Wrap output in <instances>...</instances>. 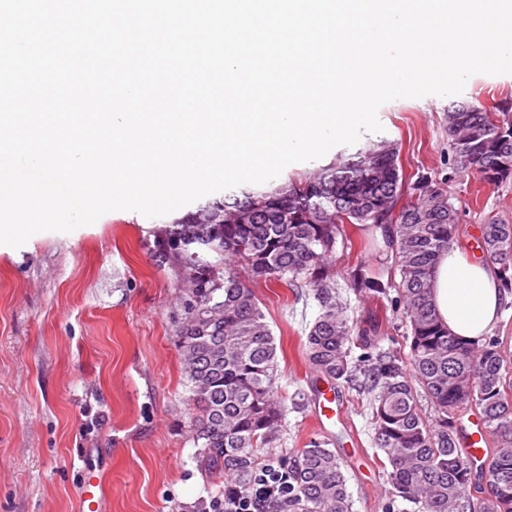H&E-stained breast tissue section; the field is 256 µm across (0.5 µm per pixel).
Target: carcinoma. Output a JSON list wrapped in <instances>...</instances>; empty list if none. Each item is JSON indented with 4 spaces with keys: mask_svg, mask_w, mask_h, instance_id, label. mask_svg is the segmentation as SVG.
<instances>
[{
    "mask_svg": "<svg viewBox=\"0 0 512 512\" xmlns=\"http://www.w3.org/2000/svg\"><path fill=\"white\" fill-rule=\"evenodd\" d=\"M396 148L373 143L313 173L272 189H244L199 207L159 229L153 246L180 284L175 321L190 401L197 468L209 481L196 512H224V500L255 496L262 472L288 476L286 491L256 503L257 512H352L347 464L312 438L281 449L289 411L276 386V343L251 278L308 288L320 313L304 342L311 371L333 385L351 384L368 399L373 442L384 457L383 512H464L476 488L460 448L456 416L478 414L494 442L479 477L490 491L478 512H512V354L498 337L470 342L452 335L430 298L441 252L456 242L458 209L448 179L421 175L403 182ZM448 165L490 186L512 182V101L489 111L461 102L448 109ZM383 229L400 281L360 269L349 288L387 298L397 291L408 352L381 346L359 326L337 291L331 259L345 225ZM485 260L512 295V224L481 227ZM434 417L423 416L419 393Z\"/></svg>",
    "mask_w": 512,
    "mask_h": 512,
    "instance_id": "obj_1",
    "label": "carcinoma"
}]
</instances>
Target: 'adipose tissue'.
<instances>
[{
    "label": "adipose tissue",
    "instance_id": "obj_1",
    "mask_svg": "<svg viewBox=\"0 0 512 512\" xmlns=\"http://www.w3.org/2000/svg\"><path fill=\"white\" fill-rule=\"evenodd\" d=\"M503 294L494 269L480 259H467L455 250L441 254L432 278V300L449 331L478 340L493 330Z\"/></svg>",
    "mask_w": 512,
    "mask_h": 512
}]
</instances>
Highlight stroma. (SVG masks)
<instances>
[{
	"label": "stroma",
	"instance_id": "1",
	"mask_svg": "<svg viewBox=\"0 0 512 512\" xmlns=\"http://www.w3.org/2000/svg\"><path fill=\"white\" fill-rule=\"evenodd\" d=\"M505 98L512 99V74L474 75L455 99H395L378 109L380 132L286 171H312L384 140L397 147L406 177H447L449 106L491 107ZM448 192L464 255L477 254L487 218L512 223V184L489 189L465 175L450 180ZM161 223L116 210L68 233L40 232L21 247L0 248V512H87L80 480L89 467L102 474L103 512H171L206 496L190 432L195 410L175 343L178 282L149 250ZM347 232L336 244L338 271L361 265L394 275L378 232ZM254 290L278 345L279 392L308 397L305 412L288 415L284 447L327 441L347 463L353 512H382L385 477L367 399L337 385L342 415L324 422L317 416L303 350L317 301L282 283L260 282ZM342 295L351 317L379 316L380 335L402 342L388 300L347 289Z\"/></svg>",
	"mask_w": 512,
	"mask_h": 512
}]
</instances>
